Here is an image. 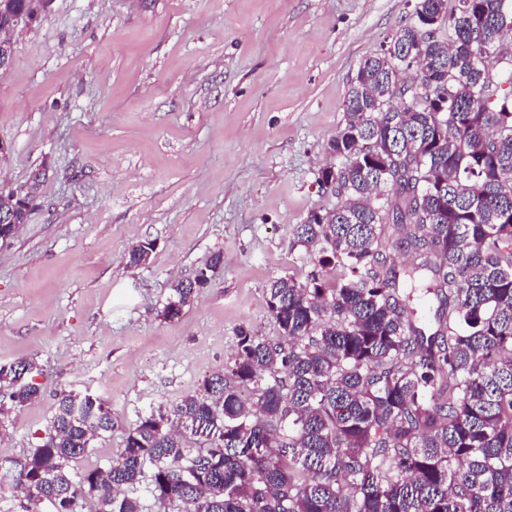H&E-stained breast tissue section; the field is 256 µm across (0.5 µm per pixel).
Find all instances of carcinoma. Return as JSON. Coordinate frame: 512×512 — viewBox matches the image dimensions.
<instances>
[{
	"label": "carcinoma",
	"mask_w": 512,
	"mask_h": 512,
	"mask_svg": "<svg viewBox=\"0 0 512 512\" xmlns=\"http://www.w3.org/2000/svg\"><path fill=\"white\" fill-rule=\"evenodd\" d=\"M512 0H418L360 66L294 246L305 277L270 281L281 336L238 328L234 362L171 413L130 426L107 468L76 472L112 415L64 393L28 455L0 457L26 512H512ZM0 188V241L29 206ZM395 224H390V220ZM414 253L388 264L387 229ZM154 242L130 248L139 266ZM215 253L164 306L179 317ZM429 277L437 329L405 277ZM0 375V415L36 398L35 366ZM202 437L198 448L190 439ZM146 484L152 504L135 495Z\"/></svg>",
	"instance_id": "cac0c4a2"
}]
</instances>
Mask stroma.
Instances as JSON below:
<instances>
[{"label":"stroma","mask_w":512,"mask_h":512,"mask_svg":"<svg viewBox=\"0 0 512 512\" xmlns=\"http://www.w3.org/2000/svg\"><path fill=\"white\" fill-rule=\"evenodd\" d=\"M418 0H49L0 71V187L43 173L27 224L0 244V364L37 366L0 456L34 448L61 392L107 403L108 466L139 417L199 393L236 331H280L270 281L292 246L361 63ZM154 241L147 264L130 247ZM224 264L175 320L173 285Z\"/></svg>","instance_id":"1"}]
</instances>
